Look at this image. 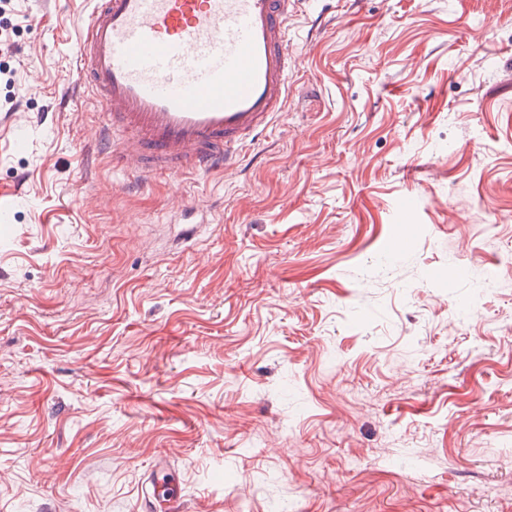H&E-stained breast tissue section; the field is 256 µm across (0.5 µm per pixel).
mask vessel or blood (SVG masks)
<instances>
[{"mask_svg":"<svg viewBox=\"0 0 512 512\" xmlns=\"http://www.w3.org/2000/svg\"><path fill=\"white\" fill-rule=\"evenodd\" d=\"M295 0H96L77 47L118 156L174 175L225 170L282 112Z\"/></svg>","mask_w":512,"mask_h":512,"instance_id":"b4317fda","label":"vessel or blood"}]
</instances>
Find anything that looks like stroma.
Listing matches in <instances>:
<instances>
[{
	"instance_id": "35a3bbf8",
	"label": "stroma",
	"mask_w": 512,
	"mask_h": 512,
	"mask_svg": "<svg viewBox=\"0 0 512 512\" xmlns=\"http://www.w3.org/2000/svg\"><path fill=\"white\" fill-rule=\"evenodd\" d=\"M91 8L0 14V512H512V0H298L186 177L113 164Z\"/></svg>"
}]
</instances>
